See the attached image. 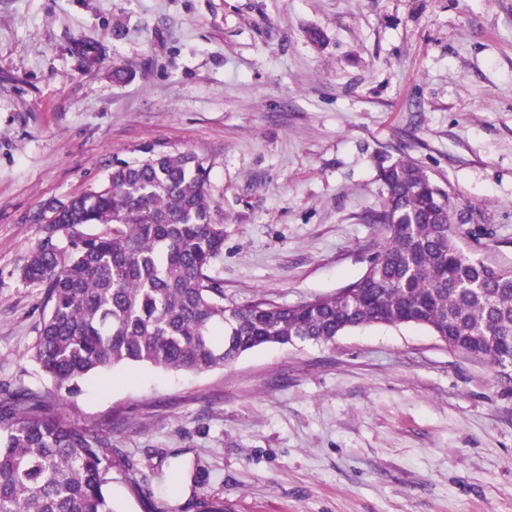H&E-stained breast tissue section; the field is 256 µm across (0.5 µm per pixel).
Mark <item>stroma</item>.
Listing matches in <instances>:
<instances>
[{
	"label": "stroma",
	"instance_id": "1",
	"mask_svg": "<svg viewBox=\"0 0 512 512\" xmlns=\"http://www.w3.org/2000/svg\"><path fill=\"white\" fill-rule=\"evenodd\" d=\"M148 145L210 168L228 306L358 279L402 157L462 247L510 265L512 0H0L1 391L51 386L28 358L44 291L19 276L49 204ZM57 410L111 435L114 512H512V382L417 325L117 366Z\"/></svg>",
	"mask_w": 512,
	"mask_h": 512
}]
</instances>
